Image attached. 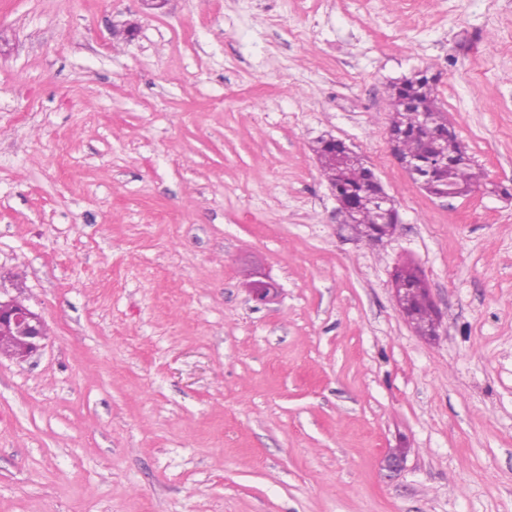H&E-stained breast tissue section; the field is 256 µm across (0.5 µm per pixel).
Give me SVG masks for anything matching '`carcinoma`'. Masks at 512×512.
<instances>
[{
	"instance_id": "carcinoma-1",
	"label": "carcinoma",
	"mask_w": 512,
	"mask_h": 512,
	"mask_svg": "<svg viewBox=\"0 0 512 512\" xmlns=\"http://www.w3.org/2000/svg\"><path fill=\"white\" fill-rule=\"evenodd\" d=\"M436 76L423 70L412 77L394 83L388 92L392 119L390 126L402 133L399 150L405 157L427 158L432 152L455 161L453 178L466 189H473L482 173L455 133L448 132V117L441 109L435 95ZM314 152L326 180L340 187L349 208L340 209L344 223L357 224L359 234L367 236L366 227L379 224V238L390 236L393 225L381 218L368 200L372 171L362 163L340 162L341 143L321 141ZM400 300L407 310V318L421 336L432 335L435 316L429 304V294L424 280L413 269L401 282Z\"/></svg>"
}]
</instances>
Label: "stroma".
<instances>
[{"mask_svg": "<svg viewBox=\"0 0 512 512\" xmlns=\"http://www.w3.org/2000/svg\"><path fill=\"white\" fill-rule=\"evenodd\" d=\"M509 41L512 0H0V297L47 325L0 356V512H512ZM424 69L469 195L390 151ZM322 137L392 238L341 223ZM340 146V142H336L335 147L331 143L320 141L313 150L317 155L323 176L329 183H334L336 186L340 187L341 193L351 208V210L340 208V213L344 216V223L357 224L359 234L364 238L367 236V233L371 239L376 238L380 233L377 237L378 240L392 235L394 230L392 224H396L395 221H397V214L392 198L377 182V178L373 181V185L370 189L369 185L374 175L363 163L342 165L339 154L342 152L343 148ZM331 190L340 205L347 204L346 200L337 194L333 188H331ZM369 192L371 193L375 208L368 200ZM352 218H354L355 223H351ZM383 219H395V221L386 222ZM372 224L375 225L368 228L366 233V227ZM380 224H383V227L379 228L378 233L377 229ZM397 228L398 224H396L395 232ZM400 288L402 305L407 310V318L420 336H433L432 324L435 316L429 304V294L424 280L414 269L403 277Z\"/></svg>", "mask_w": 512, "mask_h": 512, "instance_id": "35a3bbf8", "label": "stroma"}]
</instances>
